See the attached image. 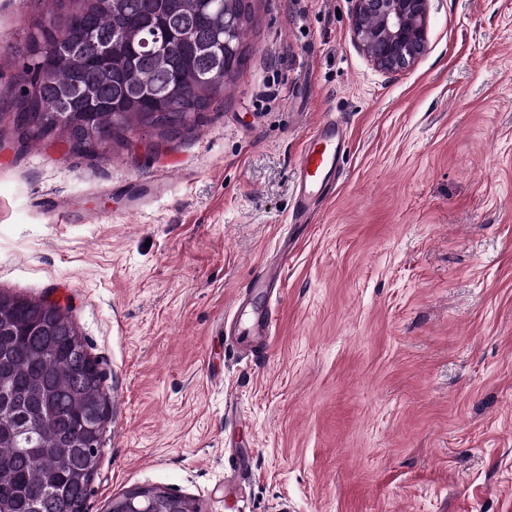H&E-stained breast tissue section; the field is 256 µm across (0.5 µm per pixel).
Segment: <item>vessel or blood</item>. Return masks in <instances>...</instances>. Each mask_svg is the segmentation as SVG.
Segmentation results:
<instances>
[{
	"label": "vessel or blood",
	"mask_w": 512,
	"mask_h": 512,
	"mask_svg": "<svg viewBox=\"0 0 512 512\" xmlns=\"http://www.w3.org/2000/svg\"><path fill=\"white\" fill-rule=\"evenodd\" d=\"M345 142L344 126L332 116L324 117L307 135L297 159V215H304L326 186L342 176Z\"/></svg>",
	"instance_id": "1"
}]
</instances>
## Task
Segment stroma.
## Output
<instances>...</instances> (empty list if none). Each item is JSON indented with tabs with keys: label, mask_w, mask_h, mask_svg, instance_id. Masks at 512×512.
Listing matches in <instances>:
<instances>
[{
	"label": "stroma",
	"mask_w": 512,
	"mask_h": 512,
	"mask_svg": "<svg viewBox=\"0 0 512 512\" xmlns=\"http://www.w3.org/2000/svg\"><path fill=\"white\" fill-rule=\"evenodd\" d=\"M244 3L246 61L190 129L79 158L19 146L0 100V291L59 304L106 374L86 512L137 487L197 512H512V0H430L396 74L352 0ZM56 10L0 0V93ZM326 112L345 174L296 225ZM241 295L271 311L265 351L224 335Z\"/></svg>",
	"instance_id": "35a3bbf8"
}]
</instances>
